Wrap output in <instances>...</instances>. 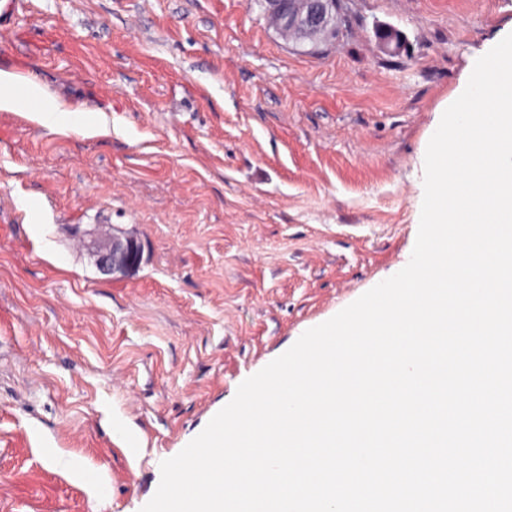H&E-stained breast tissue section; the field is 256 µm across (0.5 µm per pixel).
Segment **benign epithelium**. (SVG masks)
I'll use <instances>...</instances> for the list:
<instances>
[{"label":"benign epithelium","instance_id":"benign-epithelium-1","mask_svg":"<svg viewBox=\"0 0 512 512\" xmlns=\"http://www.w3.org/2000/svg\"><path fill=\"white\" fill-rule=\"evenodd\" d=\"M346 0H293L288 16L269 13L273 23L301 38L324 35L331 40L338 36L346 18ZM378 38L383 46L392 53L399 52L405 44L403 33L393 27L382 28ZM87 247L95 257L100 271L108 273H126L138 266L142 248L139 241L127 236H112L110 239L92 238Z\"/></svg>","mask_w":512,"mask_h":512}]
</instances>
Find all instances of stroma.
<instances>
[{"mask_svg": "<svg viewBox=\"0 0 512 512\" xmlns=\"http://www.w3.org/2000/svg\"><path fill=\"white\" fill-rule=\"evenodd\" d=\"M4 6L0 73L93 122L0 107V512H140L241 382L407 265L512 0H348L314 52L248 0ZM96 224L135 270L99 272Z\"/></svg>", "mask_w": 512, "mask_h": 512, "instance_id": "35a3bbf8", "label": "stroma"}]
</instances>
